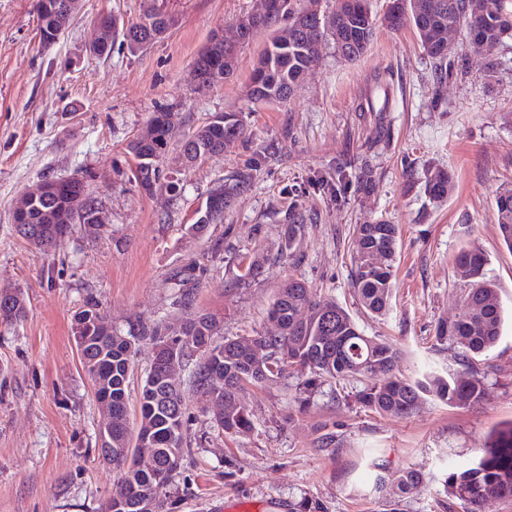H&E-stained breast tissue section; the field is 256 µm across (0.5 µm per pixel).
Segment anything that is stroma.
Here are the masks:
<instances>
[{
	"label": "stroma",
	"instance_id": "1",
	"mask_svg": "<svg viewBox=\"0 0 512 512\" xmlns=\"http://www.w3.org/2000/svg\"><path fill=\"white\" fill-rule=\"evenodd\" d=\"M141 0H83L61 38L43 47L34 0H0V290L19 289L27 316L0 323V512H103L118 475L99 452L104 417L73 338L75 313L95 298L113 329L139 334L178 322L177 271L196 265L198 310L221 322V337L274 333L268 309L288 278L343 306L366 335L401 353L409 379L456 369L458 350L436 345L438 322L460 310L454 259L484 251L503 309L501 337L480 363L479 404L449 407L425 397L413 414L381 416L330 386L295 402L296 375L244 385L238 398L249 432L218 429L178 370L185 400L184 454L165 488L173 512H224L228 501L289 512L301 499L325 512H376L372 460L411 467L424 479L402 512H463L448 497V469L465 467L512 425V251L498 230L496 199L512 187V39L474 49L455 37L453 74L437 83L413 29L395 32L386 0H369L377 23L355 61L325 42L318 66L283 102L250 95L251 75L270 40L262 29L239 45L231 76L197 91L193 61L214 32L236 25L260 0H165L175 18L165 37L137 53L86 54L99 15L138 20ZM177 115L174 139L222 112L241 113L245 136L222 155L183 171L177 189L152 194L132 179L128 141L152 112ZM252 169L250 188L220 224L191 233L196 210L225 177ZM453 176L447 198L425 191L429 171ZM370 172L372 188L358 179ZM79 175L103 204L106 225L80 224L50 250L16 232V201L41 179ZM385 220L400 230L391 307L366 312L351 284L353 228ZM296 246L281 254L289 228ZM258 260L248 280L240 264Z\"/></svg>",
	"mask_w": 512,
	"mask_h": 512
}]
</instances>
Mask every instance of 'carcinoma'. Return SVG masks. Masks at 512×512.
Segmentation results:
<instances>
[{
  "instance_id": "1",
  "label": "carcinoma",
  "mask_w": 512,
  "mask_h": 512,
  "mask_svg": "<svg viewBox=\"0 0 512 512\" xmlns=\"http://www.w3.org/2000/svg\"><path fill=\"white\" fill-rule=\"evenodd\" d=\"M297 10L287 9V0H264L263 11L251 13L248 34L268 29L288 17V36L274 35L251 76V96L257 102L284 100L293 86L320 59L322 44L330 39L347 61L360 57L374 32L375 18L368 13L367 0H336L330 20L321 14V0H304ZM400 12L385 24L394 31L414 28L427 54L436 61V78H448V29L466 30L471 42L479 47L497 46L512 36V0H400ZM38 31L49 41L64 32L81 10V0H36ZM174 24V17L158 0H142L139 20L127 23L111 15L99 34L96 56L111 53L114 45L135 53L164 37ZM232 47L224 38L213 35L193 61L200 72L198 89L206 90L224 81L234 71ZM171 113L158 110L150 116L127 144L128 154L136 160L133 172L136 186L146 189L138 174L148 170L159 176L167 159L189 167L205 156L224 152V146L245 133L241 115L224 112L193 128L172 144ZM252 174L235 172L206 198L204 209L212 214V223L224 220V208L232 196L247 190ZM70 186L84 191L89 212L76 221L66 208L65 197L57 194L33 204L20 201L26 208L28 222L16 231L30 243L44 250L53 245V232L79 222L99 230L95 215L97 195L82 178ZM452 186L449 173L438 170L426 180L432 199L447 197ZM497 223L504 244L512 249V188L503 190L496 200ZM357 251L352 259V287L362 307L383 316L390 307L393 269L397 260L398 225L380 220L358 224L354 228ZM457 273L465 281L460 312L451 321L436 326L435 342L451 343L460 351L461 370L442 375L431 373L418 380L396 374L399 352L389 342L365 335L351 315L333 301L316 299L305 283L290 278L278 290L268 317L278 323L277 332L226 339L215 345L219 321L215 316L194 310L196 267L182 271L184 287L179 306L183 317L177 326L163 322L142 328L139 336H125L104 330L93 323L85 327L89 336L79 350L88 376L112 384V463L133 492L119 503L106 502L104 512H140L138 505L148 499L157 512H171L172 504L164 492L159 474L177 469L183 453L185 406L180 387L163 382L166 355L173 353L188 362L200 354L189 380L211 419L227 433L251 428L249 412L239 403L238 391L246 382H261L290 369L298 376L296 401L308 403L311 395L327 383L353 380L360 383L355 394L367 410L382 416L409 415L425 395L436 397L450 407L480 402L485 396L484 375L477 358L497 344L502 328V308L496 284L487 275L488 259L477 249H465L455 259ZM26 303L15 289L0 298V320L7 323L25 318ZM148 340L154 350L148 376L157 379L156 388L142 386L139 417L131 427L128 387L138 351L136 340ZM269 350L266 359H255L252 346ZM147 442L144 448L131 447L132 439ZM375 490L383 503L382 512H399V504L421 474L412 468L391 470L375 463ZM448 496L463 505L464 512H488L498 501L512 499V426L499 432L495 446L474 459L469 468L450 471L443 480Z\"/></svg>"
}]
</instances>
